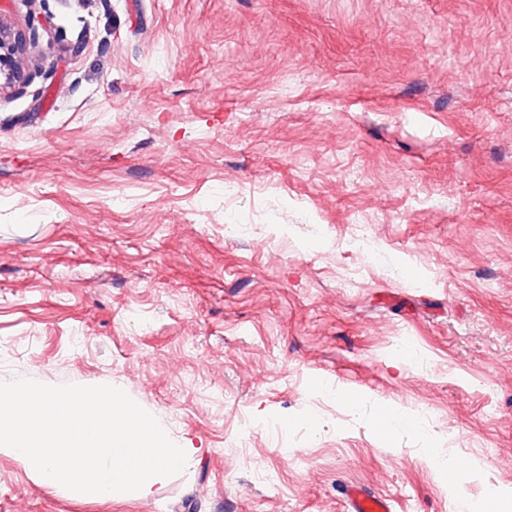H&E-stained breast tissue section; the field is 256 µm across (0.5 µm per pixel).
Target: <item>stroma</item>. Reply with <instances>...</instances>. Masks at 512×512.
<instances>
[{"mask_svg":"<svg viewBox=\"0 0 512 512\" xmlns=\"http://www.w3.org/2000/svg\"><path fill=\"white\" fill-rule=\"evenodd\" d=\"M0 8L39 34L0 93V381L119 387L196 451L97 500L2 450L0 512L512 497V0ZM406 420V421H405ZM405 423V426L411 427L415 424L414 418L405 412L399 411L394 407L383 408L376 420V428L384 434L392 432V430ZM346 512H395L396 502L385 494L361 485L346 486L343 492Z\"/></svg>","mask_w":512,"mask_h":512,"instance_id":"obj_1","label":"stroma"}]
</instances>
